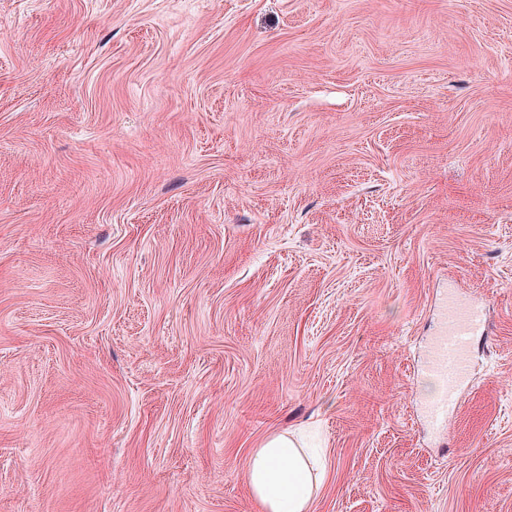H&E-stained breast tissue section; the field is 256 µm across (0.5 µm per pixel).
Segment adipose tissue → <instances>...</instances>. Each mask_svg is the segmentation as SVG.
Wrapping results in <instances>:
<instances>
[{"label": "adipose tissue", "mask_w": 512, "mask_h": 512, "mask_svg": "<svg viewBox=\"0 0 512 512\" xmlns=\"http://www.w3.org/2000/svg\"><path fill=\"white\" fill-rule=\"evenodd\" d=\"M292 432L268 435L247 460L248 488L260 512H312L323 480Z\"/></svg>", "instance_id": "ef3b65f1"}]
</instances>
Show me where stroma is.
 <instances>
[{
  "label": "stroma",
  "mask_w": 512,
  "mask_h": 512,
  "mask_svg": "<svg viewBox=\"0 0 512 512\" xmlns=\"http://www.w3.org/2000/svg\"><path fill=\"white\" fill-rule=\"evenodd\" d=\"M280 430L512 512V0H0V512H259ZM443 321L445 326L432 343L429 363L438 382L429 406L434 420L447 418L448 408L455 403V394L469 373L471 340L480 331L481 313L476 305L449 297Z\"/></svg>",
  "instance_id": "1"
}]
</instances>
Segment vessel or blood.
Masks as SVG:
<instances>
[{"label": "vessel or blood", "mask_w": 512, "mask_h": 512, "mask_svg": "<svg viewBox=\"0 0 512 512\" xmlns=\"http://www.w3.org/2000/svg\"><path fill=\"white\" fill-rule=\"evenodd\" d=\"M444 328L431 346L429 370L438 387L429 406L432 419L447 418L455 394L470 370L471 340L481 328L476 305L449 299L443 313Z\"/></svg>", "instance_id": "b4317fda"}]
</instances>
